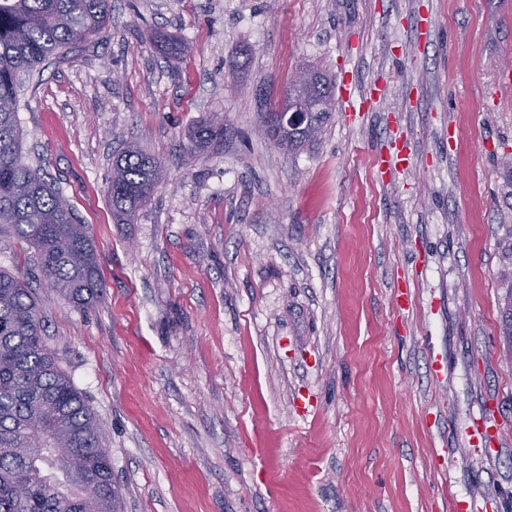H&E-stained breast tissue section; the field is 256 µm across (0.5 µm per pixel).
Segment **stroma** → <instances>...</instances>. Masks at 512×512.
I'll use <instances>...</instances> for the list:
<instances>
[{"mask_svg":"<svg viewBox=\"0 0 512 512\" xmlns=\"http://www.w3.org/2000/svg\"><path fill=\"white\" fill-rule=\"evenodd\" d=\"M510 61L512 0H112L27 80L23 159L104 279L89 308L34 288L120 512H512ZM302 67L385 97L282 149L267 114ZM204 121L224 134L191 153ZM127 143L164 168L118 224Z\"/></svg>","mask_w":512,"mask_h":512,"instance_id":"1","label":"stroma"}]
</instances>
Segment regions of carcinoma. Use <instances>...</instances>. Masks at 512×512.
Wrapping results in <instances>:
<instances>
[{"label":"carcinoma","mask_w":512,"mask_h":512,"mask_svg":"<svg viewBox=\"0 0 512 512\" xmlns=\"http://www.w3.org/2000/svg\"><path fill=\"white\" fill-rule=\"evenodd\" d=\"M111 0H0V235L27 245L45 280L67 301L88 306L102 288L95 248L55 187L21 161L17 109L23 80L50 59H61L101 37ZM152 42L175 56L177 39ZM295 92L312 107L309 125L289 128L269 113L278 144L290 150L315 140L332 117V82L314 69ZM223 133L204 122L192 137L202 151ZM158 159L135 144L115 160L109 193L112 217L134 222L161 177ZM502 336L512 348V295L503 309ZM19 448H71V464L23 457ZM119 491L101 441V426L86 398L60 367L43 334L38 300L18 273L0 269V512H117Z\"/></svg>","instance_id":"carcinoma-1"}]
</instances>
